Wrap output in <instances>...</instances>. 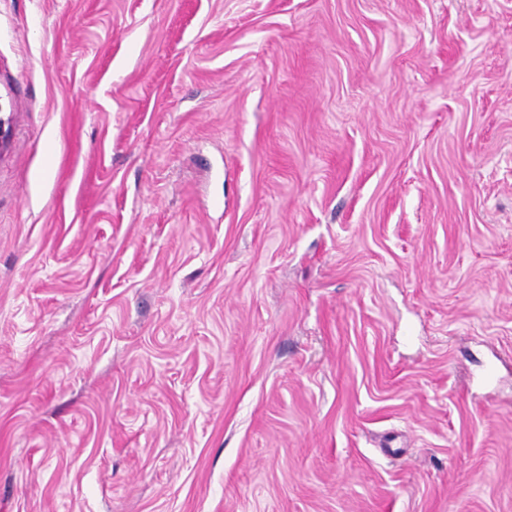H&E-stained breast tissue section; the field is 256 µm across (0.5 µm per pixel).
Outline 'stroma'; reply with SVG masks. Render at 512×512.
Instances as JSON below:
<instances>
[{
    "instance_id": "35a3bbf8",
    "label": "stroma",
    "mask_w": 512,
    "mask_h": 512,
    "mask_svg": "<svg viewBox=\"0 0 512 512\" xmlns=\"http://www.w3.org/2000/svg\"><path fill=\"white\" fill-rule=\"evenodd\" d=\"M0 512H512V0H0Z\"/></svg>"
}]
</instances>
